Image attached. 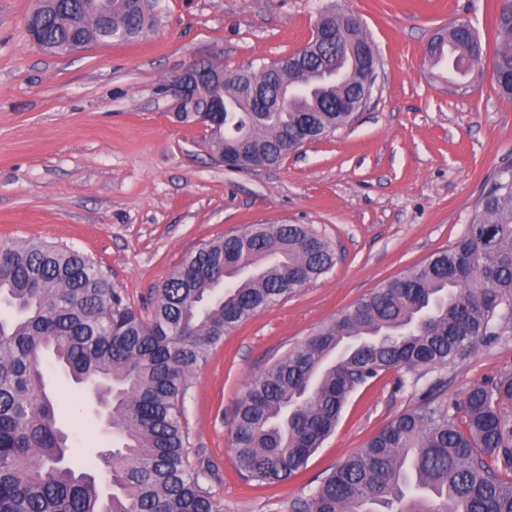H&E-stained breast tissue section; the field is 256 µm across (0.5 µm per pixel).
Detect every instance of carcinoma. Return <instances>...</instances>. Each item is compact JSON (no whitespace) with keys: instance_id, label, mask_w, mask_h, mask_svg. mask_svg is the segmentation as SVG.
<instances>
[{"instance_id":"1","label":"carcinoma","mask_w":512,"mask_h":512,"mask_svg":"<svg viewBox=\"0 0 512 512\" xmlns=\"http://www.w3.org/2000/svg\"><path fill=\"white\" fill-rule=\"evenodd\" d=\"M35 0L43 49L139 37L153 16L112 0ZM458 21L428 48L433 65L470 74L484 55ZM494 83L512 96V0H497ZM356 48L361 24L336 16ZM334 49L312 38L255 72H224L206 91L224 101L208 135L214 155L246 139L251 160L280 163L289 135L318 141L355 114L366 76L356 55L328 72ZM334 252L303 224H251L208 242L163 282L147 313L126 304L98 264L66 245L0 241V512H223L189 459L183 402L193 374L224 337L316 281ZM512 333V169L494 173L470 228L405 275L385 281L254 377L230 430L249 481L301 473L335 430L348 397L384 372L424 376ZM89 387L112 410V447L83 468L68 461L52 374ZM512 373L476 383L451 414L420 403L392 419L325 476L292 512H512ZM110 473L101 487L96 470Z\"/></svg>"}]
</instances>
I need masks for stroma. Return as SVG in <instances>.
Segmentation results:
<instances>
[{
	"label": "stroma",
	"instance_id": "stroma-1",
	"mask_svg": "<svg viewBox=\"0 0 512 512\" xmlns=\"http://www.w3.org/2000/svg\"><path fill=\"white\" fill-rule=\"evenodd\" d=\"M32 5L0 0V241L72 247L136 309L188 253L247 224H303L336 251L316 283L243 323L190 381L191 459L224 512H291L423 391L450 409L473 383L512 372V335L421 379L388 371L351 395L298 476L267 486L237 469L230 429L251 378L461 236L489 176L512 168V99L495 91L488 58L465 90L426 58L459 20L494 54V0H156L143 36L64 56L30 41ZM330 8L355 16L378 51L370 103L280 165L217 163L204 130L173 118L166 85L197 62L257 70L292 54ZM55 397L78 460L111 445L91 391L60 380Z\"/></svg>",
	"mask_w": 512,
	"mask_h": 512
}]
</instances>
